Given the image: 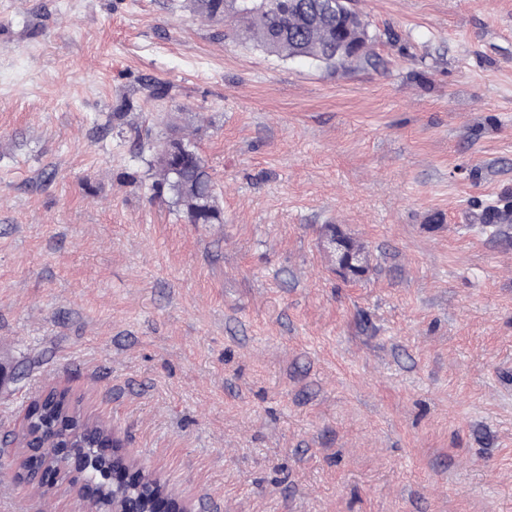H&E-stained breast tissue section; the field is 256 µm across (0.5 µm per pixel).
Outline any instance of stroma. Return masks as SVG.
Segmentation results:
<instances>
[{"label":"stroma","mask_w":512,"mask_h":512,"mask_svg":"<svg viewBox=\"0 0 512 512\" xmlns=\"http://www.w3.org/2000/svg\"><path fill=\"white\" fill-rule=\"evenodd\" d=\"M352 6L378 69L186 0H0V438L65 387L193 512H512V219L481 221L512 204V0ZM115 112L198 127L221 227ZM18 471L0 512H94L75 465ZM328 245L335 255L336 272L344 277H357L367 271V256L345 236L332 234Z\"/></svg>","instance_id":"stroma-1"}]
</instances>
